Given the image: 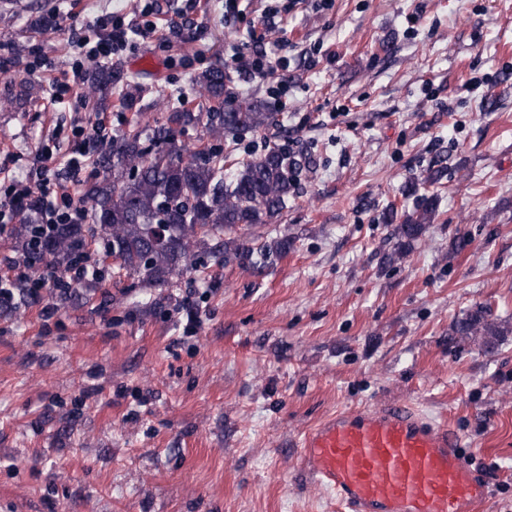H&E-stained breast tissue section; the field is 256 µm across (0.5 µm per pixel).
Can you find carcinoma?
I'll use <instances>...</instances> for the list:
<instances>
[{
	"label": "carcinoma",
	"mask_w": 512,
	"mask_h": 512,
	"mask_svg": "<svg viewBox=\"0 0 512 512\" xmlns=\"http://www.w3.org/2000/svg\"><path fill=\"white\" fill-rule=\"evenodd\" d=\"M112 71L93 67L91 96L112 85ZM200 88L210 97L224 96L225 74L219 68L203 72ZM272 114L248 94L224 106L222 112H189L174 109L166 122L152 130L153 155L143 147V128L132 125L98 156L94 163L101 180L87 188L79 203L88 224H58L42 238L40 250L30 246L34 225L16 224L10 236L21 247L23 258L34 269L46 262L54 271H65L77 260L75 252L98 238L105 253L119 260L118 271L142 288L168 285L204 266L201 258L211 253V242L253 265L272 261L288 248V240L250 247L226 233L241 224H263L287 207L297 189L304 163L283 148L267 151L236 167L230 182L224 181V151L203 155L183 153L178 135L187 126H202L214 136L258 131L271 124ZM436 212V201L418 199L412 213L396 222L394 206L383 212L385 223L394 225L397 251L390 263L402 258L426 231ZM163 217L167 241L158 242L153 222ZM459 342L481 340L486 348L504 330L488 320L487 308L478 306L462 314L452 325Z\"/></svg>",
	"instance_id": "cac0c4a2"
}]
</instances>
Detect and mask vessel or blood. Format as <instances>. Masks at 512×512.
Returning <instances> with one entry per match:
<instances>
[{
	"label": "vessel or blood",
	"instance_id": "obj_1",
	"mask_svg": "<svg viewBox=\"0 0 512 512\" xmlns=\"http://www.w3.org/2000/svg\"><path fill=\"white\" fill-rule=\"evenodd\" d=\"M301 464L339 512H480L487 478L447 423L408 401L336 413L306 430Z\"/></svg>",
	"mask_w": 512,
	"mask_h": 512
}]
</instances>
